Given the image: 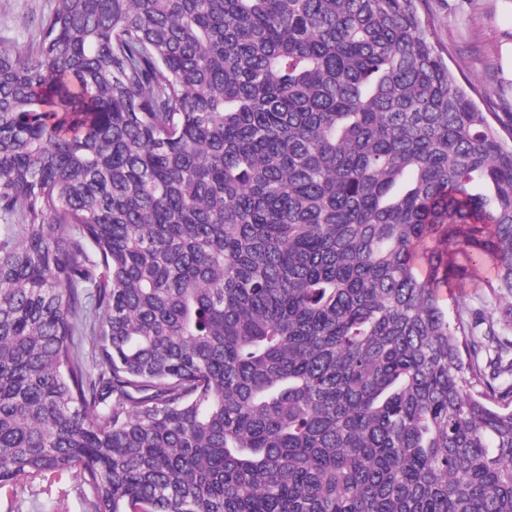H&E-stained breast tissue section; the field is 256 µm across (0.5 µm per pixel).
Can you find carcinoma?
<instances>
[{
  "label": "carcinoma",
  "instance_id": "obj_1",
  "mask_svg": "<svg viewBox=\"0 0 512 512\" xmlns=\"http://www.w3.org/2000/svg\"><path fill=\"white\" fill-rule=\"evenodd\" d=\"M422 3L56 0L0 51V487L512 512V310L442 294L512 295V120ZM492 272V262L485 261L478 266L476 275L465 283L464 288H451L450 291L458 297L464 295L463 302L468 303L470 312H484L487 316L495 310L499 312L512 309V296L495 299L481 288L483 279ZM450 291L448 289V298Z\"/></svg>",
  "mask_w": 512,
  "mask_h": 512
}]
</instances>
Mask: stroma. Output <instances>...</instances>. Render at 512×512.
Listing matches in <instances>:
<instances>
[{
    "label": "stroma",
    "instance_id": "35a3bbf8",
    "mask_svg": "<svg viewBox=\"0 0 512 512\" xmlns=\"http://www.w3.org/2000/svg\"><path fill=\"white\" fill-rule=\"evenodd\" d=\"M56 0H0V50L27 49L38 37L40 21ZM433 40L457 80L478 86L492 111L512 112V83L499 67V44L512 37V18L501 16L497 0H425ZM491 262L478 266L460 293L470 311L512 309V296L490 297L482 286ZM0 512H91L89 491L71 474L29 473L0 488Z\"/></svg>",
    "mask_w": 512,
    "mask_h": 512
}]
</instances>
